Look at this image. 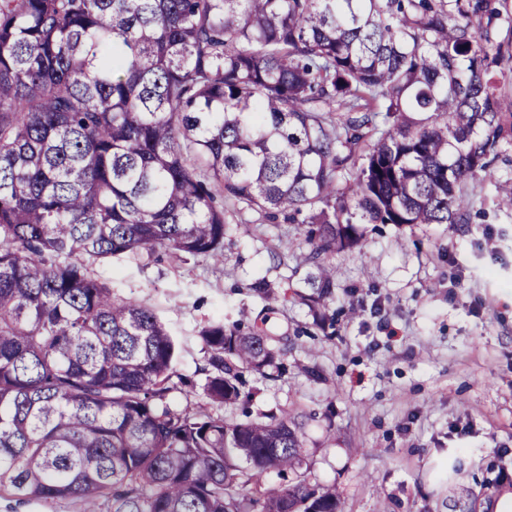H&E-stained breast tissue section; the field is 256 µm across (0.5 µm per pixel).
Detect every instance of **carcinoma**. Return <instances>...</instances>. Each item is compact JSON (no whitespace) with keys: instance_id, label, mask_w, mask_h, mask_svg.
Segmentation results:
<instances>
[{"instance_id":"cac0c4a2","label":"carcinoma","mask_w":512,"mask_h":512,"mask_svg":"<svg viewBox=\"0 0 512 512\" xmlns=\"http://www.w3.org/2000/svg\"><path fill=\"white\" fill-rule=\"evenodd\" d=\"M512 12L491 0H0V493L85 512H342L302 414L166 402L175 343L96 267L224 258V203L311 225L291 298L325 325L326 258L366 224H467L512 144ZM345 111L338 112L335 106ZM207 404L286 350L210 324ZM247 469L239 466L240 460ZM289 471L287 486L263 474Z\"/></svg>"}]
</instances>
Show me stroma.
<instances>
[{
  "instance_id": "obj_1",
  "label": "stroma",
  "mask_w": 512,
  "mask_h": 512,
  "mask_svg": "<svg viewBox=\"0 0 512 512\" xmlns=\"http://www.w3.org/2000/svg\"><path fill=\"white\" fill-rule=\"evenodd\" d=\"M467 224H370L361 247L330 253L333 325L287 296L305 275L308 227L225 209L224 259L164 250L103 264L113 296L152 306L176 345L172 370L205 403L209 324L251 329L269 284L267 327L288 353L281 376H249L255 413H306V468L344 512H495L512 493V211L470 182ZM318 378H311V371Z\"/></svg>"
}]
</instances>
